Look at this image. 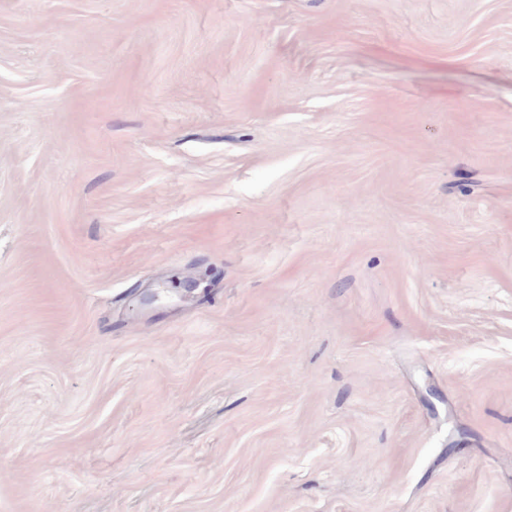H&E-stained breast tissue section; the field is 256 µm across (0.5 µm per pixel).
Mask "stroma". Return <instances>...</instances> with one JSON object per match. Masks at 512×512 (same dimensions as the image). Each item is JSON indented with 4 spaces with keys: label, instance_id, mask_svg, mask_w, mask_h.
I'll return each mask as SVG.
<instances>
[{
    "label": "stroma",
    "instance_id": "35a3bbf8",
    "mask_svg": "<svg viewBox=\"0 0 512 512\" xmlns=\"http://www.w3.org/2000/svg\"><path fill=\"white\" fill-rule=\"evenodd\" d=\"M0 512H512V0H0Z\"/></svg>",
    "mask_w": 512,
    "mask_h": 512
}]
</instances>
